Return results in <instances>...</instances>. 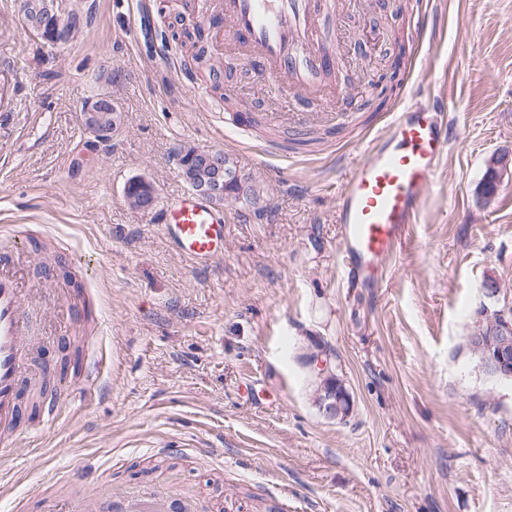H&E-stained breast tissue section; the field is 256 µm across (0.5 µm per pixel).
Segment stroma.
Segmentation results:
<instances>
[{
  "label": "stroma",
  "instance_id": "stroma-1",
  "mask_svg": "<svg viewBox=\"0 0 512 512\" xmlns=\"http://www.w3.org/2000/svg\"><path fill=\"white\" fill-rule=\"evenodd\" d=\"M82 24L66 42L27 28L0 0V225L36 234L43 262L90 259L101 335L98 386L57 424L0 455V512H45L63 481L92 474L99 512H125L116 488L168 492L180 512H512V383L466 345L486 307L512 306V180L489 204L488 157L512 154V0H430L436 41L388 30L398 0L348 16L360 36L346 79L399 73L410 100L443 112L450 142L382 287L344 279L330 191L376 123L360 113L316 149L225 132L224 105L197 99L175 32L179 0H58ZM251 112L278 107L253 70L224 76ZM109 93L124 115L106 141L81 121ZM223 150L260 183L258 205L224 203V256L186 261L128 182L158 200L186 192L172 156ZM495 279L498 299L483 283ZM325 352L353 401L344 420L314 404Z\"/></svg>",
  "mask_w": 512,
  "mask_h": 512
}]
</instances>
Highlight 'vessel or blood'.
<instances>
[{
	"label": "vessel or blood",
	"instance_id": "1",
	"mask_svg": "<svg viewBox=\"0 0 512 512\" xmlns=\"http://www.w3.org/2000/svg\"><path fill=\"white\" fill-rule=\"evenodd\" d=\"M219 15L239 54L225 67L247 63L275 92L295 98L288 117L271 115L296 131L310 125L333 128L351 120L336 109L341 86L330 82L341 58L337 0H219ZM448 124L440 113L402 104L381 130L360 144L362 158L336 190V222L350 286L368 288L381 279L411 224L438 164L448 150ZM223 210L208 198L184 193L163 202L158 222L170 245L196 265L224 256ZM36 249L33 237L0 225V451L12 450L20 432L40 435L56 424L71 393L42 392L58 376L48 366L33 371L27 361L29 309L45 301L43 290L25 285L23 263ZM101 377L100 362L82 354L77 384L92 387ZM35 398L37 412H26L25 397Z\"/></svg>",
	"mask_w": 512,
	"mask_h": 512
}]
</instances>
